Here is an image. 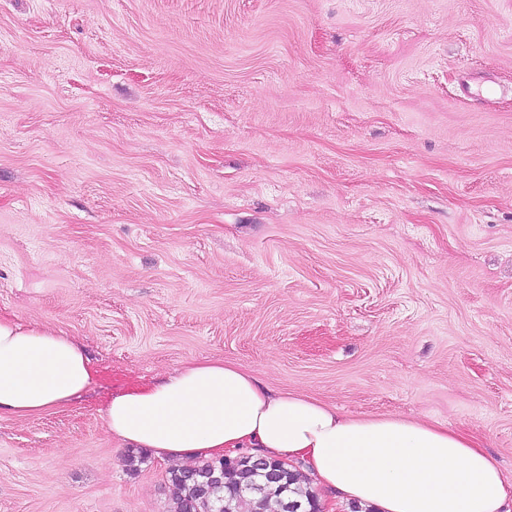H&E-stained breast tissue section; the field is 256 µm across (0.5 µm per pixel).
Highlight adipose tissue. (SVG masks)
<instances>
[{
	"instance_id": "ef3b65f1",
	"label": "adipose tissue",
	"mask_w": 512,
	"mask_h": 512,
	"mask_svg": "<svg viewBox=\"0 0 512 512\" xmlns=\"http://www.w3.org/2000/svg\"><path fill=\"white\" fill-rule=\"evenodd\" d=\"M95 375L69 337L0 317V417L66 405ZM103 413L115 439L162 459L251 448L304 461L322 488L373 512H512V489L475 436L397 415L350 416L269 391L231 362H189L113 394Z\"/></svg>"
}]
</instances>
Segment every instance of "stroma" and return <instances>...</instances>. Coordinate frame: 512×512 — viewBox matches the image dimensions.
Instances as JSON below:
<instances>
[{
  "instance_id": "35a3bbf8",
  "label": "stroma",
  "mask_w": 512,
  "mask_h": 512,
  "mask_svg": "<svg viewBox=\"0 0 512 512\" xmlns=\"http://www.w3.org/2000/svg\"><path fill=\"white\" fill-rule=\"evenodd\" d=\"M0 316L96 370L0 512H170L102 409L193 360L512 482V0H0Z\"/></svg>"
}]
</instances>
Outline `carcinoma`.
<instances>
[{"label":"carcinoma","instance_id":"obj_1","mask_svg":"<svg viewBox=\"0 0 512 512\" xmlns=\"http://www.w3.org/2000/svg\"><path fill=\"white\" fill-rule=\"evenodd\" d=\"M248 482L265 483L256 461L242 455L231 467L208 459L197 465L170 472L172 512H268L270 502H300L314 510L318 503L316 492L303 485L297 471L288 480L261 495L245 491Z\"/></svg>","mask_w":512,"mask_h":512}]
</instances>
